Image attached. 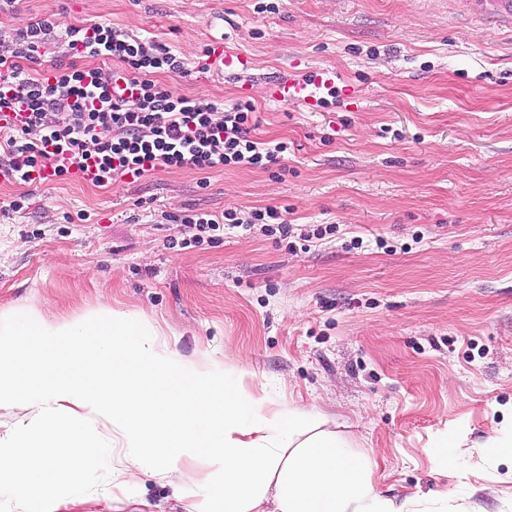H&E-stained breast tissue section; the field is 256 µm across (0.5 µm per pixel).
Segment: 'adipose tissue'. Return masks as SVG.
Instances as JSON below:
<instances>
[{
    "instance_id": "ef3b65f1",
    "label": "adipose tissue",
    "mask_w": 512,
    "mask_h": 512,
    "mask_svg": "<svg viewBox=\"0 0 512 512\" xmlns=\"http://www.w3.org/2000/svg\"><path fill=\"white\" fill-rule=\"evenodd\" d=\"M144 329L108 305L20 324L0 316V409L31 414L0 439V485L15 512L33 494L63 498L72 475L103 463L122 494L200 456L208 474L195 512H256L267 499L271 512H403L377 492L371 461L320 430L312 410H269ZM78 419L110 426L120 447L76 448Z\"/></svg>"
}]
</instances>
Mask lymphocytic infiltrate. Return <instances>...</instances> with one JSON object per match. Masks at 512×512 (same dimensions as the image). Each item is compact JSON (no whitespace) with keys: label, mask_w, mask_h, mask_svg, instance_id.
I'll return each instance as SVG.
<instances>
[{"label":"lymphocytic infiltrate","mask_w":512,"mask_h":512,"mask_svg":"<svg viewBox=\"0 0 512 512\" xmlns=\"http://www.w3.org/2000/svg\"><path fill=\"white\" fill-rule=\"evenodd\" d=\"M59 27L66 60L46 73L44 55ZM10 39L0 112L20 105L26 113L20 125L0 127V171L11 181L29 183L49 166L61 180L95 167L98 187L158 169L268 170L287 150L286 143L253 138L251 102L205 104L156 83L157 73H184V60L109 23L64 27L55 15H39ZM101 60L120 63V72L103 77Z\"/></svg>","instance_id":"1"}]
</instances>
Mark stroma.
Instances as JSON below:
<instances>
[{
  "label": "stroma",
  "instance_id": "1",
  "mask_svg": "<svg viewBox=\"0 0 512 512\" xmlns=\"http://www.w3.org/2000/svg\"><path fill=\"white\" fill-rule=\"evenodd\" d=\"M464 0H19L33 14L114 27L194 62L212 40L235 72L156 74L230 106L254 103V135L287 144L283 178L249 168L158 170L102 188L0 182V313L67 317L107 303L148 321L183 357L223 361L246 391L312 408L374 464L385 498L413 512H512V36L462 21ZM341 78L316 111L278 101L281 75ZM335 225L308 251L261 225L179 248L190 212ZM465 428L459 466L427 447ZM194 461L112 495L106 467L74 475L32 512H188Z\"/></svg>",
  "mask_w": 512,
  "mask_h": 512
}]
</instances>
